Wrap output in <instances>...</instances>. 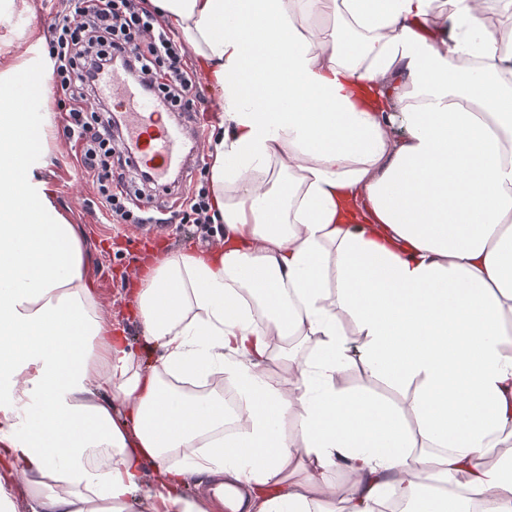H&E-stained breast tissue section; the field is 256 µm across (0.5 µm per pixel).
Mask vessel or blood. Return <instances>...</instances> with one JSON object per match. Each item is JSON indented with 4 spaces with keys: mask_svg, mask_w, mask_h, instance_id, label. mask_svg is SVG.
Listing matches in <instances>:
<instances>
[{
    "mask_svg": "<svg viewBox=\"0 0 512 512\" xmlns=\"http://www.w3.org/2000/svg\"><path fill=\"white\" fill-rule=\"evenodd\" d=\"M100 92L105 97L131 103L128 148L137 164L147 168L154 179H163L173 170L187 166V134L183 126L162 122L150 102L139 98L133 86L116 77L106 78Z\"/></svg>",
    "mask_w": 512,
    "mask_h": 512,
    "instance_id": "b4317fda",
    "label": "vessel or blood"
}]
</instances>
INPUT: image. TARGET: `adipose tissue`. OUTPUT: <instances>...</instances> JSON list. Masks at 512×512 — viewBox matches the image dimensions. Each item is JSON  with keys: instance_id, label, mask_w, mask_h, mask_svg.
Returning a JSON list of instances; mask_svg holds the SVG:
<instances>
[{"instance_id": "1", "label": "adipose tissue", "mask_w": 512, "mask_h": 512, "mask_svg": "<svg viewBox=\"0 0 512 512\" xmlns=\"http://www.w3.org/2000/svg\"><path fill=\"white\" fill-rule=\"evenodd\" d=\"M148 4L220 105L224 245L137 279L142 362L41 176L44 36L0 49V512H512V32L479 0ZM355 356L406 406L343 387Z\"/></svg>"}]
</instances>
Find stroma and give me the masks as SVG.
I'll use <instances>...</instances> for the list:
<instances>
[{
    "label": "stroma",
    "instance_id": "35a3bbf8",
    "mask_svg": "<svg viewBox=\"0 0 512 512\" xmlns=\"http://www.w3.org/2000/svg\"><path fill=\"white\" fill-rule=\"evenodd\" d=\"M30 11L14 13L9 27L0 26V35L11 40L13 52H24L27 33L44 27L49 12L68 8V0H29ZM73 103L52 99L50 110L54 135L61 150L56 153L44 177L51 187L58 208L76 224L84 240L88 258L87 273L99 294L104 311L124 327L132 343H139L142 330L130 317L131 289L137 275L155 255L207 248L224 244V227L220 224H110L105 220L102 198L91 177L82 175L73 164L74 150L63 137L64 117ZM197 162L175 183L147 185L141 195L144 205H169L203 187H209L206 145H199Z\"/></svg>",
    "mask_w": 512,
    "mask_h": 512
}]
</instances>
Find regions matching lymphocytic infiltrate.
<instances>
[{
  "instance_id": "lymphocytic-infiltrate-1",
  "label": "lymphocytic infiltrate",
  "mask_w": 512,
  "mask_h": 512,
  "mask_svg": "<svg viewBox=\"0 0 512 512\" xmlns=\"http://www.w3.org/2000/svg\"><path fill=\"white\" fill-rule=\"evenodd\" d=\"M144 0H76L72 11L49 14L48 51L58 92L75 101L63 132L81 144L78 167L92 176L109 219L155 224L158 216L134 213L127 200L146 170L132 162L123 136L112 127V108L98 97L101 75L120 70L142 93L155 94L165 112H185L197 82L182 47Z\"/></svg>"
}]
</instances>
